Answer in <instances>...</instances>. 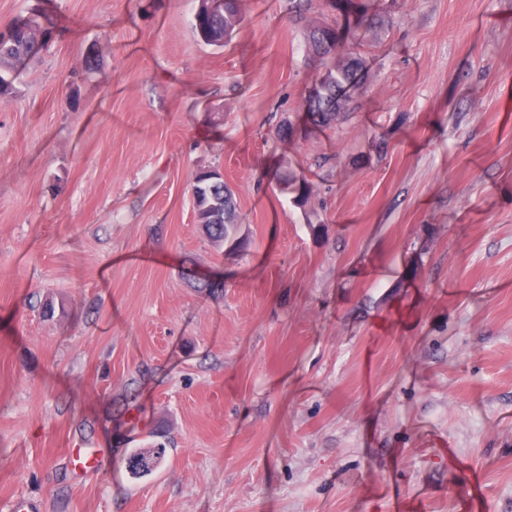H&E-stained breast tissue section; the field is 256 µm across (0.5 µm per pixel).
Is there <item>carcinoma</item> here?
<instances>
[{
  "instance_id": "cac0c4a2",
  "label": "carcinoma",
  "mask_w": 512,
  "mask_h": 512,
  "mask_svg": "<svg viewBox=\"0 0 512 512\" xmlns=\"http://www.w3.org/2000/svg\"><path fill=\"white\" fill-rule=\"evenodd\" d=\"M239 0H224V7L208 11L199 10L194 15L193 26L200 38L208 45L217 46L232 37L241 24ZM29 35L26 29L16 25L13 35L0 41V95L6 92L7 82L14 70L13 61L27 51ZM309 48L323 69L322 80L305 104L312 121L321 127H330L344 108L348 98L339 90L360 71V62L345 51L343 37L332 25L311 27ZM196 181V211L205 235L213 242L228 238V225L233 223L236 204L233 192L225 184H219L206 173H199ZM152 441L134 448L126 460V471L135 481L151 476L159 470L167 456L166 443L157 441V432H149Z\"/></svg>"
}]
</instances>
